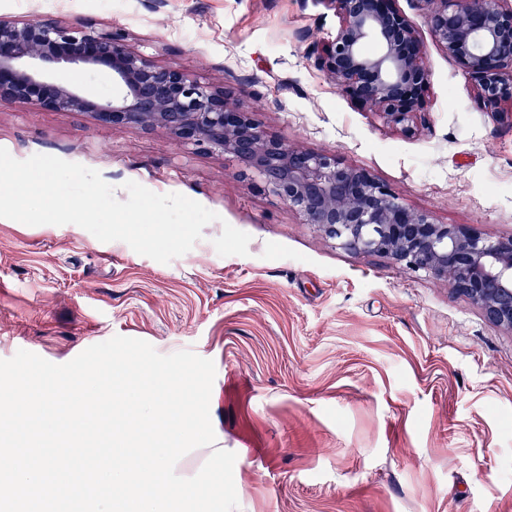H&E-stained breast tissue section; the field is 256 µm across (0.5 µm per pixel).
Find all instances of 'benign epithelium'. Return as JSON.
Masks as SVG:
<instances>
[{
  "instance_id": "benign-epithelium-1",
  "label": "benign epithelium",
  "mask_w": 512,
  "mask_h": 512,
  "mask_svg": "<svg viewBox=\"0 0 512 512\" xmlns=\"http://www.w3.org/2000/svg\"><path fill=\"white\" fill-rule=\"evenodd\" d=\"M341 19L318 57L341 93L405 133L427 111L430 73L417 32L395 0H328ZM428 25L463 68L484 109L512 127V6L505 0H424ZM106 71L116 93L92 99L53 77ZM86 112L115 126L161 127L177 140L233 157L242 176L297 210L354 255L380 256L448 285L512 330V236L440 224L405 207L365 169L268 133L226 89L162 68L122 34L70 32L42 20L0 18V101Z\"/></svg>"
}]
</instances>
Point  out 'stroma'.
Returning <instances> with one entry per match:
<instances>
[{
  "label": "stroma",
  "mask_w": 512,
  "mask_h": 512,
  "mask_svg": "<svg viewBox=\"0 0 512 512\" xmlns=\"http://www.w3.org/2000/svg\"><path fill=\"white\" fill-rule=\"evenodd\" d=\"M431 74L407 135L319 69L329 0H0V17L125 35L158 66L225 88L288 143L368 170L438 223L512 235V128L480 109L433 38L424 0H396ZM0 147L133 180L219 214L161 264L74 224L0 217V359L64 364L113 336L215 364L210 417L236 453L238 512H512V331L421 272L325 240L218 151L162 128L0 103ZM248 256H219L223 224Z\"/></svg>",
  "instance_id": "obj_1"
}]
</instances>
